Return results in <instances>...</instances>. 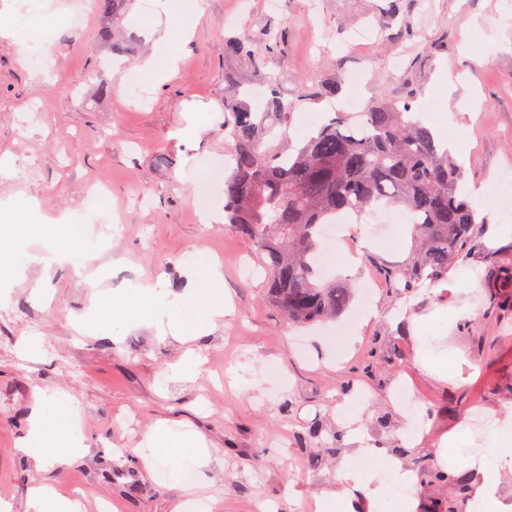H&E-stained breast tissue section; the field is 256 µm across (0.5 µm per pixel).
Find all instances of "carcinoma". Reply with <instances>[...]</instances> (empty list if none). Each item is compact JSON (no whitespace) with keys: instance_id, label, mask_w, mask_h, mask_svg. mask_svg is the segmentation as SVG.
<instances>
[{"instance_id":"carcinoma-1","label":"carcinoma","mask_w":512,"mask_h":512,"mask_svg":"<svg viewBox=\"0 0 512 512\" xmlns=\"http://www.w3.org/2000/svg\"><path fill=\"white\" fill-rule=\"evenodd\" d=\"M130 0H95L104 20L99 37L112 53L133 51V42L112 41V23ZM273 36L243 33L225 41L226 52L250 68L245 85L224 73V132L234 152L224 172V221L251 240L271 274L270 297L288 319L309 323L332 319L347 309L351 288L324 283L315 267L321 225L336 218H361L379 209L401 208L412 217V247L400 265L382 268L394 286L409 292L426 280L448 278V267L467 254L478 224V204L461 191L463 174L448 149L409 107L374 102L357 113L360 122L336 112L304 143L288 151L277 143L286 136L294 103L265 72L260 44ZM264 85V109L252 110V85ZM491 308L512 312V300L499 292L512 288V264L488 257ZM419 484H449L455 497L438 501L435 512H468L472 490L466 475L435 462L417 473Z\"/></svg>"}]
</instances>
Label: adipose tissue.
<instances>
[{"label":"adipose tissue","instance_id":"1","mask_svg":"<svg viewBox=\"0 0 512 512\" xmlns=\"http://www.w3.org/2000/svg\"><path fill=\"white\" fill-rule=\"evenodd\" d=\"M39 10L0 15V37L12 40L19 54L39 49L50 55L52 47L39 35ZM37 199L23 206L7 202L0 205V223L23 228L37 240L42 250L37 257L45 268L72 263L73 252L56 247V240L67 232L64 224H38L34 217L39 211ZM229 312L224 303V275L218 264L199 266L194 287L182 295H170L163 282L138 284L133 298L126 300L115 312L120 324L148 325L160 335L181 336L192 332L194 337L206 336L221 323ZM37 404L31 414L30 430L22 444L24 453L41 458L44 449L55 451L54 459L65 463L81 455V436L71 423L74 400L66 394L36 389Z\"/></svg>","mask_w":512,"mask_h":512}]
</instances>
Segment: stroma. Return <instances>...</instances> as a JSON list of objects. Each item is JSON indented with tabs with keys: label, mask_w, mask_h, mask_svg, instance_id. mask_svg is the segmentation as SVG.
Segmentation results:
<instances>
[{
	"label": "stroma",
	"mask_w": 512,
	"mask_h": 512,
	"mask_svg": "<svg viewBox=\"0 0 512 512\" xmlns=\"http://www.w3.org/2000/svg\"><path fill=\"white\" fill-rule=\"evenodd\" d=\"M85 0H46L55 18L48 34L52 54L39 63L0 41V155L12 154L14 172H0V200L41 202L39 223L92 224L104 246L86 253L88 269L104 279L90 286L68 265H24L0 319V498L10 512H30V490L40 483L80 498L81 512L111 502L112 512H174L190 494L180 483L155 480L182 467L179 452L153 456L146 440L166 426L174 438L203 440L210 462L197 479L210 512H251L256 499L279 512H314L319 497L340 492L341 475L360 445L392 447L403 467L426 459L465 471L480 483L485 459L479 448L452 454L450 433L479 414L512 425V318L489 308V251L512 261V238L488 248L477 230L457 264L465 284L457 291L424 294L417 315L425 331L405 317L404 295L394 287L375 294L377 307L363 326L352 311L309 326L288 321L269 295L270 273L247 238L221 224L203 223L187 176L196 158L215 162L232 148L224 133V73L248 72L224 51L227 37L249 31L277 34L265 55L266 72L297 108L292 143L328 113L376 100L410 106L429 119L437 104L438 136L459 139L468 159L464 182L482 185L481 205L512 225V208L490 203L501 167H512V0H202L204 14L190 42L168 41L175 73L163 83L131 76L100 96L98 63L107 55L98 40L103 21L87 13L80 28L69 16ZM177 0H133L121 21L138 36L127 71L155 49V15L175 13ZM414 30H405L403 19ZM41 118L30 121L32 104ZM197 136L178 135L189 120ZM106 192L110 222L95 220L86 197ZM380 251L358 246L359 261L324 247L332 278L354 285L401 263L409 227L391 218L364 217ZM220 260L224 295L232 312L203 339L159 338L150 326L114 324L113 302L130 284L162 280L173 292L194 286L192 265ZM455 326H448V318ZM432 345L439 367L456 352L472 361L461 376L443 380L415 361L420 342ZM205 360L192 377L169 367L187 350ZM244 372L249 389L221 385L228 371ZM405 381L414 395L409 411L393 399ZM75 399L84 451L72 461L37 462L19 450L33 410L34 388ZM368 388L357 420L346 417L351 388ZM423 414L422 441L405 437L409 414ZM358 431L362 444L329 447L309 434L313 425Z\"/></svg>",
	"instance_id": "1"
}]
</instances>
